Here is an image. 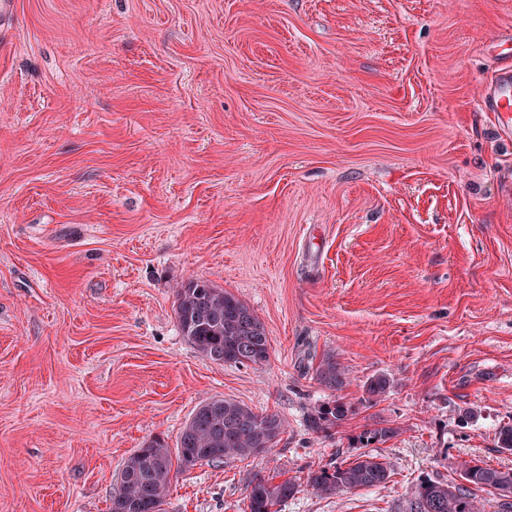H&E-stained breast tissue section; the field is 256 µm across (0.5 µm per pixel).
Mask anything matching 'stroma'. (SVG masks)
I'll return each mask as SVG.
<instances>
[{
  "label": "stroma",
  "instance_id": "stroma-1",
  "mask_svg": "<svg viewBox=\"0 0 512 512\" xmlns=\"http://www.w3.org/2000/svg\"><path fill=\"white\" fill-rule=\"evenodd\" d=\"M512 0H17L0 27V512H109L119 472L211 398L270 453L173 468L164 512H248L364 426L386 484L282 512H398L460 462L512 468V138L481 94ZM259 316L270 358H202L175 287ZM334 354L354 407L304 419ZM391 376L367 400L373 375ZM313 378L319 385L331 391L332 398L307 414L304 424L306 430L320 437H330L349 415L353 413L350 402L340 393L349 385L345 367L333 354H327L313 367ZM398 429L392 426L365 427L354 439V448H370V446L385 442L396 436ZM278 474L256 475L249 481L246 488L249 512H280L281 506L300 492L303 483L295 478L274 482Z\"/></svg>",
  "mask_w": 512,
  "mask_h": 512
}]
</instances>
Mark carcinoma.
Returning <instances> with one entry per match:
<instances>
[{"mask_svg": "<svg viewBox=\"0 0 512 512\" xmlns=\"http://www.w3.org/2000/svg\"><path fill=\"white\" fill-rule=\"evenodd\" d=\"M176 317L182 336L205 358L230 365H262L270 357L265 327L250 307L235 295L205 280H191L176 287ZM313 378L331 391V399L307 414L306 430L330 437L349 415L351 403L341 392L349 385L345 367L327 354L313 367ZM393 380L378 374L367 379L364 393L377 399ZM286 431L277 413L256 412L238 401L213 398L200 404L183 427L177 454L153 438L123 464L117 495L110 512H163L173 465L190 469L197 464L222 463L226 458H248L268 453ZM392 426L366 427L354 439L362 452L334 465L308 471L304 482L274 476H254L247 485L248 512H280L281 506L305 486L321 496L344 490L378 487L391 476V464L367 448L396 436ZM462 482L427 478L418 481L400 512H485L477 492L493 497L500 512H512V468H496L480 460L459 466Z\"/></svg>", "mask_w": 512, "mask_h": 512, "instance_id": "obj_1", "label": "carcinoma"}]
</instances>
